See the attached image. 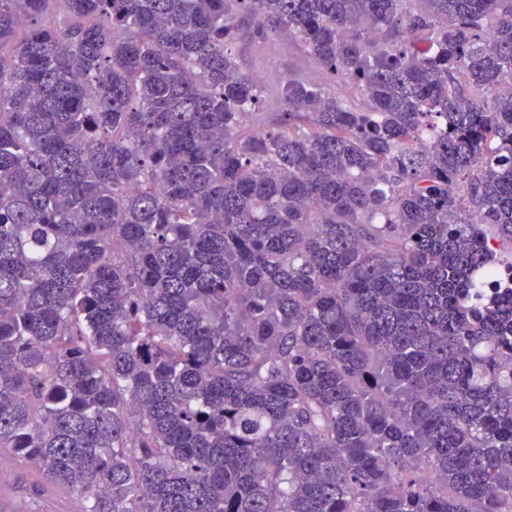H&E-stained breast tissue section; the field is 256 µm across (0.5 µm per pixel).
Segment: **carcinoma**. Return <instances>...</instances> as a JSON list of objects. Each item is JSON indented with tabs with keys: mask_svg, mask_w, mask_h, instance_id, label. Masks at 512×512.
<instances>
[{
	"mask_svg": "<svg viewBox=\"0 0 512 512\" xmlns=\"http://www.w3.org/2000/svg\"><path fill=\"white\" fill-rule=\"evenodd\" d=\"M490 257L512 0H0V455L83 512H512ZM237 51L247 71L270 77L262 85L263 105L268 112H280L276 106L278 77L296 73L307 80H314L315 71L305 61L298 43L288 35L245 39L238 43Z\"/></svg>",
	"mask_w": 512,
	"mask_h": 512,
	"instance_id": "1",
	"label": "carcinoma"
}]
</instances>
